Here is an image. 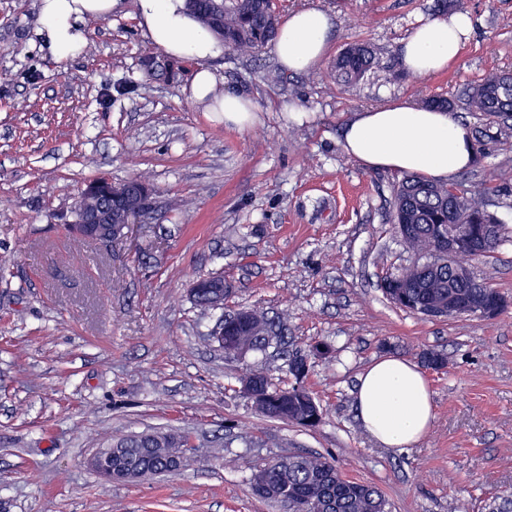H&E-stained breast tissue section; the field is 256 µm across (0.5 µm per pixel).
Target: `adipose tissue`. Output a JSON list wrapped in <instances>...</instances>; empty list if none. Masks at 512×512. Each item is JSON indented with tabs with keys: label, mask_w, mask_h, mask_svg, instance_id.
<instances>
[{
	"label": "adipose tissue",
	"mask_w": 512,
	"mask_h": 512,
	"mask_svg": "<svg viewBox=\"0 0 512 512\" xmlns=\"http://www.w3.org/2000/svg\"><path fill=\"white\" fill-rule=\"evenodd\" d=\"M120 0H40V49L62 61L78 56L87 44L85 24L105 18ZM137 17L152 45L175 59L196 61L185 91L205 112H220L224 122L244 130L254 121L256 106L245 96L219 90L207 60L224 52L220 40L204 29L185 7V0H137ZM332 14L319 8L285 13L271 52L287 72L302 73L325 59L334 34ZM473 30L466 13L420 22L402 41L400 63L406 71L428 76L455 61ZM344 147L365 168L414 174L424 180L448 181L476 162L469 127L451 112L417 107L406 100L368 108L343 130ZM358 418L378 444L396 452L416 445L434 419L428 383L415 363L386 356L358 378Z\"/></svg>",
	"instance_id": "adipose-tissue-1"
}]
</instances>
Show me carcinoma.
Instances as JSON below:
<instances>
[{
    "instance_id": "obj_1",
    "label": "carcinoma",
    "mask_w": 512,
    "mask_h": 512,
    "mask_svg": "<svg viewBox=\"0 0 512 512\" xmlns=\"http://www.w3.org/2000/svg\"><path fill=\"white\" fill-rule=\"evenodd\" d=\"M188 11L200 25L236 51H253L276 35L278 19L271 0H194ZM372 49L360 43L347 46L334 62L336 75L356 82L373 64ZM470 112L503 119L512 111V73H492L465 90ZM485 192L478 188L447 186L406 175L398 185L393 223L408 225L405 244L412 253L399 273L384 279L382 290L396 306L425 317H448V298L463 308L459 317L483 318L477 310L492 307L504 296L494 288H471L458 272L477 259L464 240L448 255V225L497 224L486 207ZM284 323L254 308L245 316L224 315V355L236 360L249 352L264 353L284 343ZM327 353L318 343L305 355L288 359V373L296 383L273 384L269 377L250 371L240 378L241 392L263 416L312 428L321 420L320 406L302 385L308 359ZM189 447V436L169 431L129 434L112 441V465H128L133 475L160 476L177 469ZM250 483L256 496L278 512H389V503L374 484L344 475L329 456L289 454L259 466Z\"/></svg>"
}]
</instances>
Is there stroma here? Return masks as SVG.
Instances as JSON below:
<instances>
[{"instance_id": "35a3bbf8", "label": "stroma", "mask_w": 512, "mask_h": 512, "mask_svg": "<svg viewBox=\"0 0 512 512\" xmlns=\"http://www.w3.org/2000/svg\"><path fill=\"white\" fill-rule=\"evenodd\" d=\"M435 0H272L276 15L318 7L336 18L322 64L293 75L270 47L225 50L211 63L224 90L258 108L245 130L203 112L184 88L196 64L171 59L149 78L156 50L136 0L89 19L83 53H42L38 0H0V512H274L252 472L293 452L334 456L349 478L377 485L392 512H481L512 492V132L477 151L455 183L486 190L507 237L473 261L509 302L493 319L430 320L380 290L410 254L390 224L401 173L368 170L343 146L363 109L441 96L469 128L485 126L459 97L491 72H512V0H450L474 30L441 73L404 71L399 47ZM354 42L376 64L358 82L332 64ZM139 178L153 218L111 243L74 252L65 230L84 184ZM223 274L225 312L285 317L292 349L325 343L306 387L322 409L302 428L262 417L240 391L246 369L274 384L282 361H228L210 336L219 312L195 307L191 284ZM434 419L403 453L374 443L355 409L373 361H419ZM177 430L193 448L182 470L110 483L88 466L112 439Z\"/></svg>"}]
</instances>
